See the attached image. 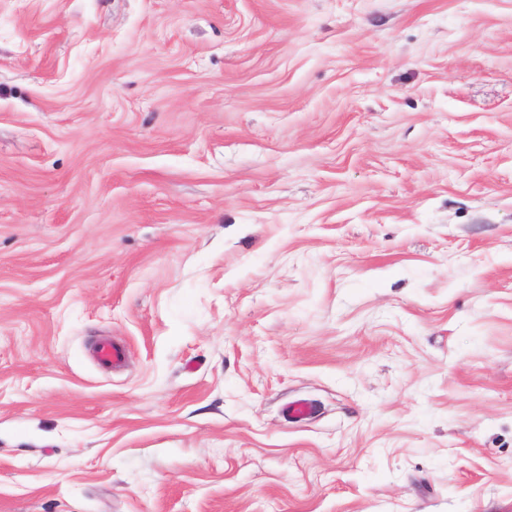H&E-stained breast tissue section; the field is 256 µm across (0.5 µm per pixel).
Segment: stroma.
<instances>
[{"label": "stroma", "instance_id": "obj_1", "mask_svg": "<svg viewBox=\"0 0 512 512\" xmlns=\"http://www.w3.org/2000/svg\"><path fill=\"white\" fill-rule=\"evenodd\" d=\"M0 512H512V0H0ZM95 358L100 364L118 367L124 363V349L109 340H103L95 348Z\"/></svg>", "mask_w": 512, "mask_h": 512}]
</instances>
